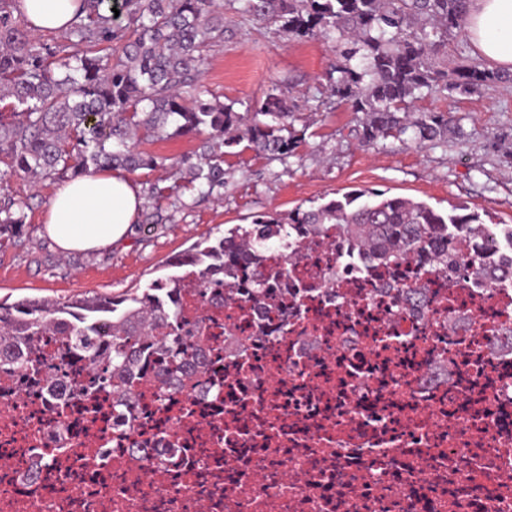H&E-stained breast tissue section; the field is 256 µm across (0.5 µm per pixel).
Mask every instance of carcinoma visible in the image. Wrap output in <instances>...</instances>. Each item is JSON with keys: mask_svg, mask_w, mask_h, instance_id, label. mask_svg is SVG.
<instances>
[{"mask_svg": "<svg viewBox=\"0 0 512 512\" xmlns=\"http://www.w3.org/2000/svg\"><path fill=\"white\" fill-rule=\"evenodd\" d=\"M81 9L67 27L38 38L31 34L23 0H0V163L36 180L75 179L91 171L154 170L157 157L137 149L145 139L207 135L197 161L179 168L182 188L203 195L224 188V155L246 148L269 160L286 161L297 137L294 106L271 91L261 103L238 112L201 81L206 52L224 40V0H77ZM242 19L263 23L298 39L321 37L338 51L328 73L331 94L363 114L359 139L408 136L419 145L446 140L456 124L448 112L414 116L413 103L455 89L511 82L512 75L462 65L453 79L440 68L448 36L465 27L469 0H234ZM117 8L126 24H114ZM27 204L0 201V237L19 236ZM337 224L353 249H371L383 264L427 260L452 269L462 250L477 260L476 274L496 285L512 280L492 254V224L456 206L442 214L422 201L381 192L352 191L309 209L255 216L224 230L215 244L174 256L171 266L196 267L201 304L220 293L206 285L209 266L235 269L248 232L262 256L273 249L280 262H254L244 304L267 305L278 281L288 278L291 235ZM173 274L140 294L83 295L68 300L0 299V369L43 377L93 398L112 391V410L130 416L137 406L131 383L152 372L160 389L180 387V374L202 359L197 346L202 321H189ZM109 321L112 334L100 323ZM64 333L60 361L75 360L96 377L90 384L53 372L41 337Z\"/></svg>", "mask_w": 512, "mask_h": 512, "instance_id": "cac0c4a2", "label": "carcinoma"}]
</instances>
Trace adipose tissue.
Wrapping results in <instances>:
<instances>
[{
	"mask_svg": "<svg viewBox=\"0 0 512 512\" xmlns=\"http://www.w3.org/2000/svg\"><path fill=\"white\" fill-rule=\"evenodd\" d=\"M33 32L61 29L75 0H25ZM467 36L480 56L512 70V0H471ZM143 198L131 180L104 169L62 183L51 198L45 224L64 253L94 252L123 242L138 220Z\"/></svg>",
	"mask_w": 512,
	"mask_h": 512,
	"instance_id": "obj_1",
	"label": "adipose tissue"
}]
</instances>
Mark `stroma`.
I'll return each instance as SVG.
<instances>
[{
    "label": "stroma",
    "mask_w": 512,
    "mask_h": 512,
    "mask_svg": "<svg viewBox=\"0 0 512 512\" xmlns=\"http://www.w3.org/2000/svg\"><path fill=\"white\" fill-rule=\"evenodd\" d=\"M336 53L320 39L297 40L224 11V41L211 48L204 83L225 103L254 104L277 89L295 105L300 145L287 161L244 150L224 158L221 196L183 189L144 201L160 210L162 223L137 221L127 239L94 253H61L49 240L45 216L55 182L33 184L22 173L0 179V196L28 204L20 237L0 243V298H70L86 292L122 295L165 274L167 261L193 244L218 237L227 226L251 223L255 215L309 208L355 190H381L427 202L447 212L465 205L494 222L512 224V83L476 92L456 90L419 100L423 112L448 111L460 119L447 142L431 146L387 138L364 143L356 130L361 114L340 101L318 105L314 89H326ZM201 141L183 137L143 141L139 149L161 158L155 170L131 176L140 189L173 185L179 162L195 157Z\"/></svg>",
    "instance_id": "stroma-1"
}]
</instances>
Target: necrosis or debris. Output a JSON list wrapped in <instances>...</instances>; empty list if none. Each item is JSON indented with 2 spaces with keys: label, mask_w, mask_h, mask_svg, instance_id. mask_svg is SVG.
Here are the masks:
<instances>
[{
  "label": "necrosis or debris",
  "mask_w": 512,
  "mask_h": 512,
  "mask_svg": "<svg viewBox=\"0 0 512 512\" xmlns=\"http://www.w3.org/2000/svg\"><path fill=\"white\" fill-rule=\"evenodd\" d=\"M294 245L284 309L218 266L201 309L184 269L206 362L137 378L134 417L1 373L0 512H512V286L357 265L333 224Z\"/></svg>",
  "instance_id": "4bbe7bcc"
}]
</instances>
